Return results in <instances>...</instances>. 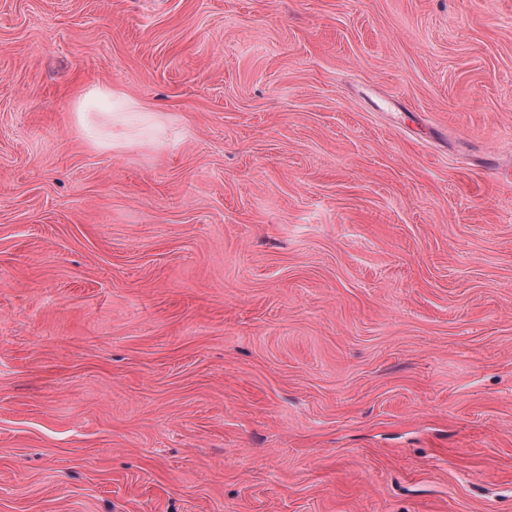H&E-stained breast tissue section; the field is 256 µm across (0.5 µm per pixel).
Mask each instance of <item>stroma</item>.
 I'll use <instances>...</instances> for the list:
<instances>
[{
    "label": "stroma",
    "mask_w": 512,
    "mask_h": 512,
    "mask_svg": "<svg viewBox=\"0 0 512 512\" xmlns=\"http://www.w3.org/2000/svg\"><path fill=\"white\" fill-rule=\"evenodd\" d=\"M0 512H512V0H0ZM89 99H97L111 103L112 110L115 111L112 115L115 116L118 125L125 128L127 131L126 136L128 133L134 136L139 131V127L145 123L146 117L143 115V112L148 111L129 100L125 91L120 88H110L109 86H95L90 88L77 105L79 112L82 111L85 102ZM134 117L137 119V123L133 121ZM133 141L134 140L129 139L127 136L125 142L121 143L117 141L115 146H126Z\"/></svg>",
    "instance_id": "1"
}]
</instances>
